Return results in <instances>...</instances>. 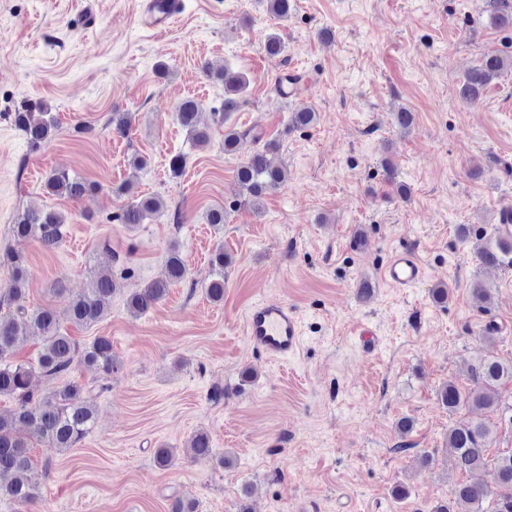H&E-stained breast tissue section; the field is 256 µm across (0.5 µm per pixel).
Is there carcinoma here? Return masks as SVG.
<instances>
[{
	"mask_svg": "<svg viewBox=\"0 0 512 512\" xmlns=\"http://www.w3.org/2000/svg\"><path fill=\"white\" fill-rule=\"evenodd\" d=\"M493 7L492 24L512 29V0H490ZM262 48L269 57H277L285 50V44L276 34H268ZM512 69V53L491 51L483 54L479 65L473 68L460 88V97L466 103L478 101L486 86L495 78ZM224 81L223 112L219 123L228 121L230 114L238 111L242 93L249 80L241 73L222 69ZM202 106L193 98L180 101L176 107L177 120L189 138L197 146L209 140L207 129L199 126ZM14 126L33 146L50 141L57 124L49 107L41 101L23 100L11 114ZM318 113L303 106L290 116V126L295 129L312 127ZM247 132L235 127H224V152L236 150L240 139ZM277 149L267 142L236 170V181L241 193L256 211L261 209L263 198L283 187L288 180L287 170L273 164L268 154ZM46 192L53 196L78 201L96 189V185L70 174L65 169H55L44 182ZM165 208L159 197L135 199L125 205L117 215V221L129 227L162 214ZM63 216L54 210H26L12 224L14 238L36 240L47 251L55 250L62 238ZM476 256L483 266L512 267V237L497 236L495 241L475 245ZM232 264L231 256L218 248L211 255L212 278L206 285L210 301H224V268ZM0 266L8 269L12 288L9 297L16 299L25 292L28 282L27 258L20 252L8 250L0 256ZM187 274L185 261L179 249L170 248L165 278L151 281L131 292L126 298V308L133 316H141L164 299L169 288L182 281ZM115 279L111 272H100L85 292L67 297L63 310L52 307L32 312L0 316V398L14 402L13 409L0 413V498L28 504L38 498V488L24 474L32 465L30 448L21 430L46 440L52 447L68 450L84 439L95 427L96 409L90 399V389L76 381H66L64 376L80 364L101 375L117 370L112 355V340L97 336L84 346L62 331V319L78 325L91 326L100 321L110 304ZM29 329L40 334L43 349L35 362L14 363L11 358L20 338ZM40 376L51 383L46 391H36L33 379ZM512 381V363L495 358H484L470 369V387L461 390L448 381L439 391L443 406L452 412L461 405L477 411L501 412V419L512 422V405H501L498 386ZM493 438L491 426L483 419L471 420L448 430V447L453 449L454 466L462 471L482 470L487 466L486 448ZM194 457L212 454L209 434L196 432L188 442ZM495 486L487 482H465L457 485L452 499L435 507L433 512H512V451L499 455L493 465Z\"/></svg>",
	"mask_w": 512,
	"mask_h": 512,
	"instance_id": "1",
	"label": "carcinoma"
}]
</instances>
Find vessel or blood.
<instances>
[{
    "mask_svg": "<svg viewBox=\"0 0 512 512\" xmlns=\"http://www.w3.org/2000/svg\"><path fill=\"white\" fill-rule=\"evenodd\" d=\"M178 0H146L145 25L167 31L178 17ZM389 284L408 288L424 277L423 267L413 251L395 252L382 271ZM245 334L249 344L266 359H285L295 355L302 342L300 320L286 301L265 299L253 304L246 313Z\"/></svg>",
    "mask_w": 512,
    "mask_h": 512,
    "instance_id": "1",
    "label": "vessel or blood"
}]
</instances>
